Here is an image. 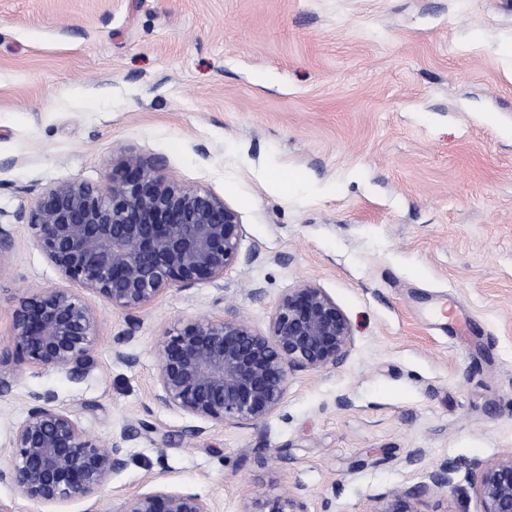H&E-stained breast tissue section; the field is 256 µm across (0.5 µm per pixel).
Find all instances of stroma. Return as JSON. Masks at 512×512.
<instances>
[{
  "mask_svg": "<svg viewBox=\"0 0 512 512\" xmlns=\"http://www.w3.org/2000/svg\"><path fill=\"white\" fill-rule=\"evenodd\" d=\"M129 152L223 199L246 259L132 316L83 291L90 366L22 370L0 452L37 394L99 442L148 429L94 499L38 507L5 480L0 499L120 512L163 474L210 512L284 493L372 512L447 464L452 486L420 512H480L474 472L512 452V0H0V343L22 299L65 285L33 245L35 195L108 188ZM303 283L346 315L347 360L290 374L259 427L189 438L192 419L154 399L159 339L224 313L267 330Z\"/></svg>",
  "mask_w": 512,
  "mask_h": 512,
  "instance_id": "35a3bbf8",
  "label": "stroma"
}]
</instances>
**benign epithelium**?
I'll list each match as a JSON object with an SVG mask.
<instances>
[{
    "label": "benign epithelium",
    "mask_w": 512,
    "mask_h": 512,
    "mask_svg": "<svg viewBox=\"0 0 512 512\" xmlns=\"http://www.w3.org/2000/svg\"><path fill=\"white\" fill-rule=\"evenodd\" d=\"M33 240L62 279L96 293L127 313L150 307L168 288L190 289L224 278L242 256L238 214L216 195L159 174L158 164L129 152L117 162L104 193L68 181L39 192L28 215ZM99 336L97 311L68 288H48L13 310L8 349L0 352V395L11 392L13 363L79 378ZM352 329L336 301L310 284L288 289L264 333L236 316L182 321L158 344L155 400L209 427L256 428L280 407L288 376L341 366ZM147 428L129 425L100 444L74 415L34 397L15 430L0 479L34 504L98 496L126 465V445ZM411 494L389 491L373 512H419L430 490L453 483L446 464L426 474ZM472 484L481 512H512V453L478 469ZM120 512H210L198 495L166 482L128 499ZM241 512H308L285 494L247 501Z\"/></svg>",
    "instance_id": "1"
}]
</instances>
